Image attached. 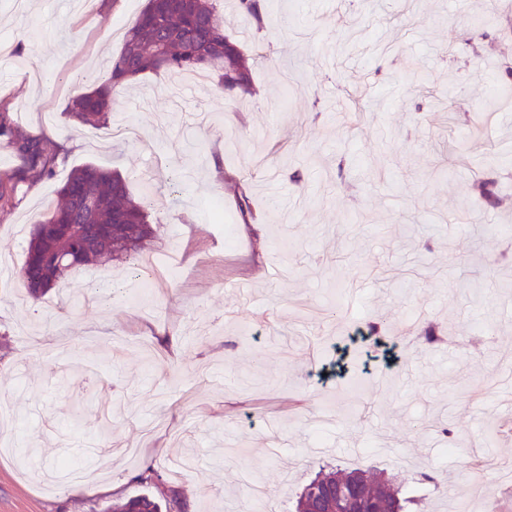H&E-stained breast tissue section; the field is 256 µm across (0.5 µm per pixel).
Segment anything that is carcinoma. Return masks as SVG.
I'll use <instances>...</instances> for the list:
<instances>
[{
	"mask_svg": "<svg viewBox=\"0 0 512 512\" xmlns=\"http://www.w3.org/2000/svg\"><path fill=\"white\" fill-rule=\"evenodd\" d=\"M239 11L264 25L260 0H237ZM173 75L212 72L225 93L235 99L255 94L253 57L224 36V21L213 0H148L145 9L126 29L120 52L111 58L109 77L90 93L73 99L71 117L85 126L103 127L112 117V100L127 83L148 71ZM0 144L16 151L19 167L7 176L37 183L55 173L60 149L47 137L26 136L18 130L7 108L0 105ZM219 179L238 199L244 223L255 220L246 195V179L217 167ZM484 205H496L500 187L495 178L473 183ZM60 202L50 217L34 225L21 269L27 295L39 300L61 290L78 272L102 259H132L144 254L157 230L149 222L147 204L132 197L125 178L117 172L86 164L73 169L59 189ZM65 259L55 262L61 242ZM137 479L157 493L130 497L104 512H186L187 504L165 485L159 471L147 467ZM327 512H426L421 498L409 494L406 482L375 469H320L295 504V512L314 508Z\"/></svg>",
	"mask_w": 512,
	"mask_h": 512,
	"instance_id": "cac0c4a2",
	"label": "carcinoma"
}]
</instances>
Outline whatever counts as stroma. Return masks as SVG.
I'll return each instance as SVG.
<instances>
[{
	"mask_svg": "<svg viewBox=\"0 0 512 512\" xmlns=\"http://www.w3.org/2000/svg\"><path fill=\"white\" fill-rule=\"evenodd\" d=\"M145 2L0 0V103L62 148L52 178L0 205V442L44 448L47 474L64 458L100 469L103 485L39 488L0 459V512H101L146 493L149 466L173 474L188 512H237L249 473L292 512L320 466L363 452L452 512L419 473L455 475L469 498L478 456L512 462V108L485 110L512 64V0H270L261 30L218 0L225 35L263 49L255 95L148 72L112 105L140 141L106 140L69 106ZM87 163L148 201L151 248L177 247L183 272L151 291L145 263L105 261L76 282L92 302H29L25 230ZM219 163L248 175L261 238ZM488 174L495 208L471 192ZM378 316L399 362H371L357 392L320 379L318 361ZM426 322L443 343L399 333Z\"/></svg>",
	"mask_w": 512,
	"mask_h": 512,
	"instance_id": "1",
	"label": "stroma"
}]
</instances>
